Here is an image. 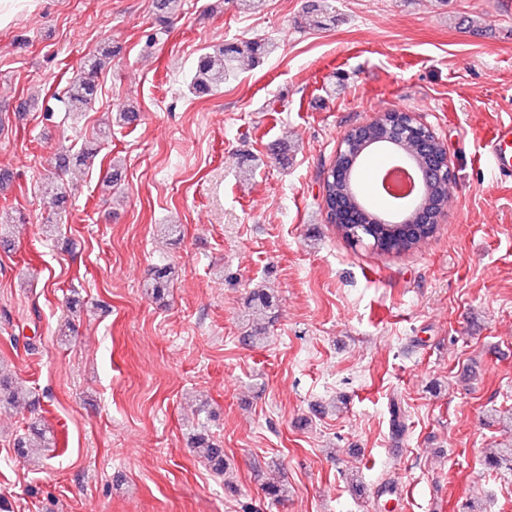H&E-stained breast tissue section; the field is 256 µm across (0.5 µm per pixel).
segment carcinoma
<instances>
[{"label": "carcinoma", "instance_id": "carcinoma-1", "mask_svg": "<svg viewBox=\"0 0 512 512\" xmlns=\"http://www.w3.org/2000/svg\"><path fill=\"white\" fill-rule=\"evenodd\" d=\"M324 5L316 9V14L308 16V24L316 28H324L330 20L332 5L323 0ZM276 46L265 40H248L240 43L223 44L214 53L200 57L194 74L188 85L190 93L196 96L209 95L224 86V81L238 71L241 61L248 59L258 63L272 54ZM113 55L112 46L105 44L96 53L85 59L80 71L70 78L64 92V103L73 112H83L98 98L99 73L106 67L107 60ZM112 126L107 124L99 129L95 138L85 142L76 150H62L54 158V168L67 172L70 168H80L91 163L98 155L101 142L111 135ZM342 163L338 156L330 164L332 172L329 181L323 184V194L329 197L343 195L346 192L342 180L336 178V166ZM43 193L51 200L56 213L67 210L69 194L63 182L55 177L43 183ZM173 280L172 268L160 265L153 268L147 283V292L155 299L162 300L168 294ZM276 306V297L265 288H255L251 291L247 314H245L248 329L243 340L257 344L267 340V318ZM20 405H32L31 393L14 384L11 380L0 377V408H16ZM43 446L55 443L54 435L49 427L35 420L28 424L27 432L19 437L15 446L22 449V455L27 456L33 441ZM190 448L196 457L216 473L224 472V449L207 433L199 432L191 437ZM487 465L493 470L508 469L512 471V448H500L488 456Z\"/></svg>", "mask_w": 512, "mask_h": 512}]
</instances>
